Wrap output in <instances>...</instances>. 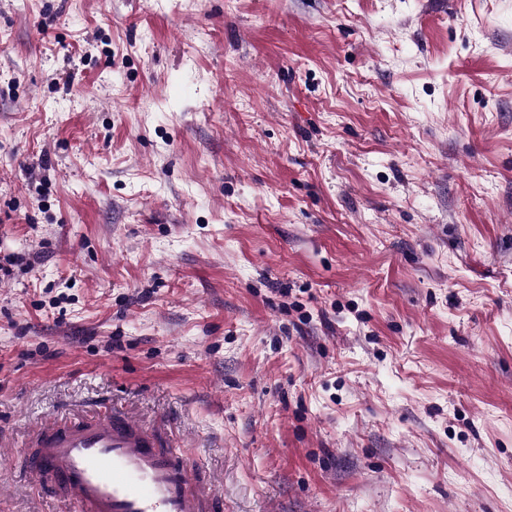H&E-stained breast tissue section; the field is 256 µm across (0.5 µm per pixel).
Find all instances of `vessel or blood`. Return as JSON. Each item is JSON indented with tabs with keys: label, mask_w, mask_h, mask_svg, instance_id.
Returning a JSON list of instances; mask_svg holds the SVG:
<instances>
[{
	"label": "vessel or blood",
	"mask_w": 512,
	"mask_h": 512,
	"mask_svg": "<svg viewBox=\"0 0 512 512\" xmlns=\"http://www.w3.org/2000/svg\"><path fill=\"white\" fill-rule=\"evenodd\" d=\"M160 428L107 408L93 418L42 422L19 471L36 490L51 489L71 512H224L212 482L196 475Z\"/></svg>",
	"instance_id": "vessel-or-blood-1"
}]
</instances>
